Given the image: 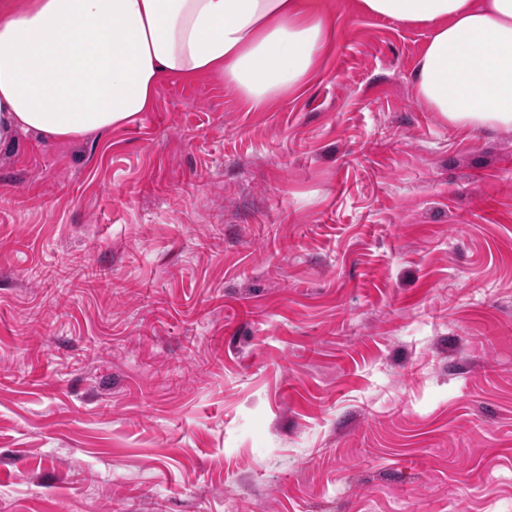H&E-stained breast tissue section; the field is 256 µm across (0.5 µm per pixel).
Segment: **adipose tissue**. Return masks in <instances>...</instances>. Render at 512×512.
<instances>
[{"instance_id":"adipose-tissue-1","label":"adipose tissue","mask_w":512,"mask_h":512,"mask_svg":"<svg viewBox=\"0 0 512 512\" xmlns=\"http://www.w3.org/2000/svg\"><path fill=\"white\" fill-rule=\"evenodd\" d=\"M427 27L417 95L462 127H512V0H357ZM331 42L302 0H0V144L80 139L134 120L175 77L261 108L301 89Z\"/></svg>"}]
</instances>
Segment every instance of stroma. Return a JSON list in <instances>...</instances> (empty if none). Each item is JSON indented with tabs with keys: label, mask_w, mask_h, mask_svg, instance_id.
I'll return each mask as SVG.
<instances>
[{
	"label": "stroma",
	"mask_w": 512,
	"mask_h": 512,
	"mask_svg": "<svg viewBox=\"0 0 512 512\" xmlns=\"http://www.w3.org/2000/svg\"><path fill=\"white\" fill-rule=\"evenodd\" d=\"M310 2L266 109L174 79L0 147V512H512V128L417 96L425 28Z\"/></svg>",
	"instance_id": "35a3bbf8"
}]
</instances>
